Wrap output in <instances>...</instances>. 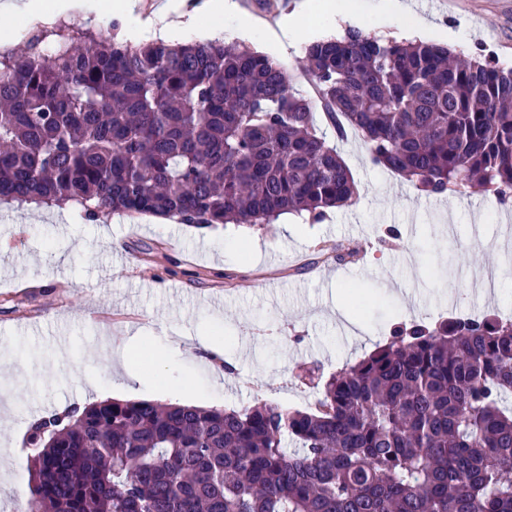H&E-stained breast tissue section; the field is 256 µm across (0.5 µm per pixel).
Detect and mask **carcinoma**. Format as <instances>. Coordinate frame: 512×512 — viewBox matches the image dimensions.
Returning a JSON list of instances; mask_svg holds the SVG:
<instances>
[{
    "mask_svg": "<svg viewBox=\"0 0 512 512\" xmlns=\"http://www.w3.org/2000/svg\"><path fill=\"white\" fill-rule=\"evenodd\" d=\"M317 102L248 46L76 29L0 53V201L197 229L357 202L321 108L429 195L512 200V69L349 30L305 46ZM512 318L394 325L311 410L105 400L31 422L26 512H512ZM298 444L288 453L285 439Z\"/></svg>",
    "mask_w": 512,
    "mask_h": 512,
    "instance_id": "1",
    "label": "carcinoma"
}]
</instances>
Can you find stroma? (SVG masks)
<instances>
[{
    "label": "stroma",
    "mask_w": 512,
    "mask_h": 512,
    "mask_svg": "<svg viewBox=\"0 0 512 512\" xmlns=\"http://www.w3.org/2000/svg\"><path fill=\"white\" fill-rule=\"evenodd\" d=\"M238 2L254 22L291 27L279 46L249 45L310 96L303 58L316 20L304 0ZM361 2L363 16L337 20L340 31L397 40L415 23L426 42L512 68V0H408L402 19L382 0ZM315 120L359 189L356 204L316 224L290 213L261 228L201 231L0 203V408L12 411L0 421V512H17L28 482L33 419L128 398L114 369L123 350L134 369H169L191 386L182 396L145 387L142 399L228 409L262 398L309 410L321 385L304 379L305 368L329 376L386 343L396 323L512 315V204L480 191L416 193L374 166L355 134L338 138L324 113ZM388 226L397 238L384 237ZM213 348L233 373L207 361Z\"/></svg>",
    "instance_id": "obj_1"
}]
</instances>
